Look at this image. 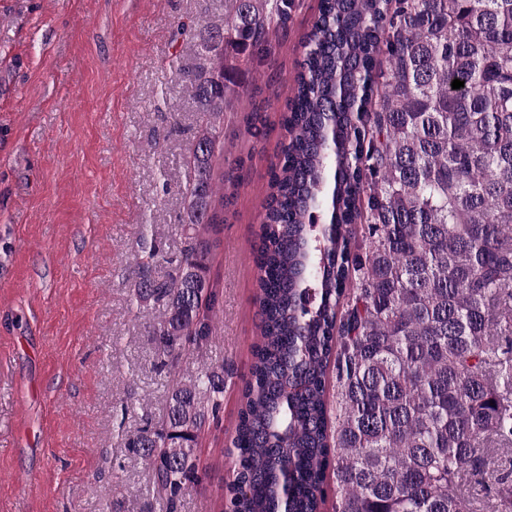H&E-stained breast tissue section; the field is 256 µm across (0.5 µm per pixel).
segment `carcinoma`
<instances>
[{
  "label": "carcinoma",
  "mask_w": 512,
  "mask_h": 512,
  "mask_svg": "<svg viewBox=\"0 0 512 512\" xmlns=\"http://www.w3.org/2000/svg\"><path fill=\"white\" fill-rule=\"evenodd\" d=\"M189 76L203 117L186 157L190 245L132 302L159 301L161 366L207 343L220 303L214 244L233 193L213 182L232 72L261 62L294 0H232ZM254 245L260 340L228 455L225 512H471L512 473V0H319L302 39ZM455 79L464 87L452 89ZM252 108L245 131L263 135ZM330 215L325 247L312 212ZM360 225L361 230L354 229ZM334 373L336 404L327 400ZM224 374L168 395L129 436L166 512L200 485L196 448Z\"/></svg>",
  "instance_id": "carcinoma-1"
}]
</instances>
